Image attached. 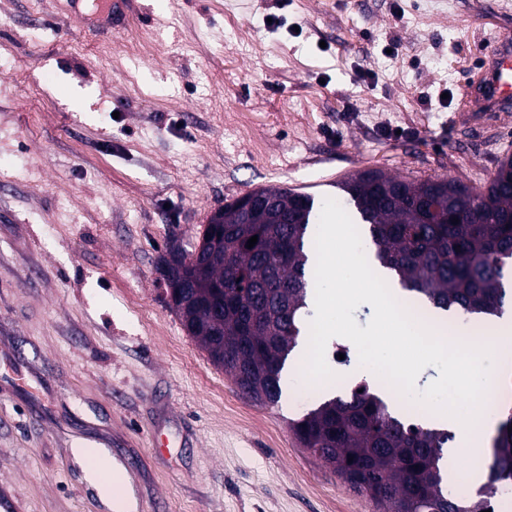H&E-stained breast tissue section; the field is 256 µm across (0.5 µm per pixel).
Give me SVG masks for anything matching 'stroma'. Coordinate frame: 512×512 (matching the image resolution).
I'll list each match as a JSON object with an SVG mask.
<instances>
[{"instance_id":"35a3bbf8","label":"stroma","mask_w":512,"mask_h":512,"mask_svg":"<svg viewBox=\"0 0 512 512\" xmlns=\"http://www.w3.org/2000/svg\"><path fill=\"white\" fill-rule=\"evenodd\" d=\"M509 12L136 0L98 35L67 0H0V512H109L79 445L108 451L126 512H376L291 431L320 403L296 399L300 359L278 404L243 398L160 258L260 187L320 204L379 169L482 189L512 117L472 131L457 107Z\"/></svg>"}]
</instances>
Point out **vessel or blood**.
Segmentation results:
<instances>
[{
  "label": "vessel or blood",
  "instance_id": "b4317fda",
  "mask_svg": "<svg viewBox=\"0 0 512 512\" xmlns=\"http://www.w3.org/2000/svg\"><path fill=\"white\" fill-rule=\"evenodd\" d=\"M129 0H102L99 10L86 9V0H69L75 14L96 24L122 14ZM469 119L504 117L512 111V37L498 36L486 49L478 71L468 80L463 105Z\"/></svg>",
  "mask_w": 512,
  "mask_h": 512
}]
</instances>
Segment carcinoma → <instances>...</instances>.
I'll return each instance as SVG.
<instances>
[{
	"instance_id": "obj_1",
	"label": "carcinoma",
	"mask_w": 512,
	"mask_h": 512,
	"mask_svg": "<svg viewBox=\"0 0 512 512\" xmlns=\"http://www.w3.org/2000/svg\"><path fill=\"white\" fill-rule=\"evenodd\" d=\"M338 187L360 217L358 231L369 236L374 260L394 273L412 298L441 311L497 316L512 299L504 286L512 262V157L501 160L480 193L449 178L410 181L381 171L358 174ZM256 192L273 195L297 220L243 224L237 201L224 204V264L209 272L224 284V318L217 321L195 306L189 288L174 290L173 297L187 303L179 314L188 333L210 354L224 349L221 366L242 394L274 405L309 314L314 201L280 186ZM428 196L446 203V217L438 222L421 206ZM254 235L258 240L249 248ZM291 430L378 512H485L487 499L512 482V459L496 452L512 447L511 412L499 423L491 449L479 454L486 483L464 499L448 490L442 469L453 435L406 421L366 384L336 391L291 422Z\"/></svg>"
}]
</instances>
